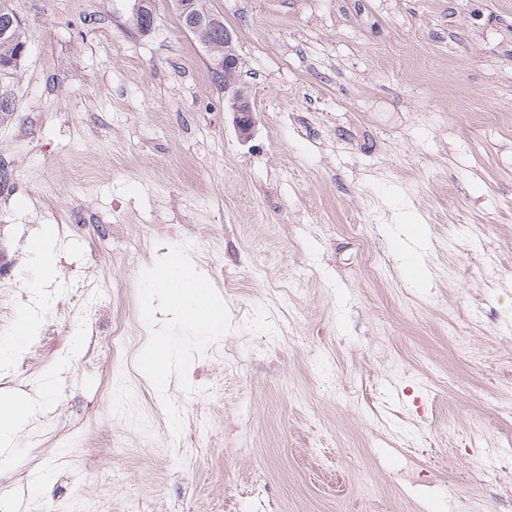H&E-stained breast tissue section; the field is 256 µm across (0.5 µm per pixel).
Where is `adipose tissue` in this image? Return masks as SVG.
Listing matches in <instances>:
<instances>
[{
  "label": "adipose tissue",
  "mask_w": 512,
  "mask_h": 512,
  "mask_svg": "<svg viewBox=\"0 0 512 512\" xmlns=\"http://www.w3.org/2000/svg\"><path fill=\"white\" fill-rule=\"evenodd\" d=\"M165 265L172 277L162 294L177 309L181 322L204 334L222 330L224 312L211 300L203 279L194 274L188 256L170 250Z\"/></svg>",
  "instance_id": "adipose-tissue-1"
}]
</instances>
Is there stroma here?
Segmentation results:
<instances>
[{
  "mask_svg": "<svg viewBox=\"0 0 512 512\" xmlns=\"http://www.w3.org/2000/svg\"><path fill=\"white\" fill-rule=\"evenodd\" d=\"M132 5L13 0L32 38L0 72V338L37 319L0 399L37 406L0 451L6 512H453L452 487L506 512L512 0H205L245 141L172 0L148 33ZM177 247L221 332L157 313ZM161 331L163 394L141 366ZM219 19L223 22L222 26H219L210 33V42L213 47V54L209 51V67L208 71L211 75L212 80L218 83L225 84L227 82H235L237 76V69L225 70L224 68H234L239 63V56L234 50V39L232 32L224 26V21L221 17ZM213 56H224V68L218 70L214 65L210 64V57ZM224 93L225 106L229 112H233L239 133L244 137L249 136L254 124V110L249 96L233 85H227ZM28 248L39 260L44 274L51 277L55 272L57 264L51 225H39L32 233ZM156 352L160 361L166 366V372L159 378H152L155 388L159 391H167L170 384V366L172 359V348L166 336L160 334L156 339Z\"/></svg>",
  "mask_w": 512,
  "mask_h": 512,
  "instance_id": "stroma-1",
  "label": "stroma"
}]
</instances>
